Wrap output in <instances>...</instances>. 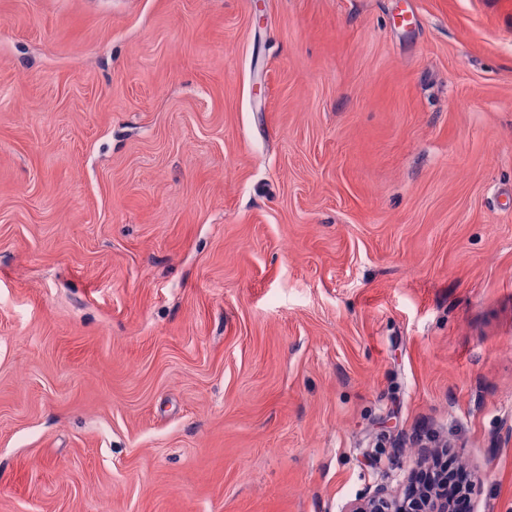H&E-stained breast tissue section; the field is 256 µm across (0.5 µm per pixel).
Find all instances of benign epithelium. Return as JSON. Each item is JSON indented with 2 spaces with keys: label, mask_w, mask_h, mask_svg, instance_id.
I'll list each match as a JSON object with an SVG mask.
<instances>
[{
  "label": "benign epithelium",
  "mask_w": 512,
  "mask_h": 512,
  "mask_svg": "<svg viewBox=\"0 0 512 512\" xmlns=\"http://www.w3.org/2000/svg\"><path fill=\"white\" fill-rule=\"evenodd\" d=\"M343 512H455L454 503L439 489L407 484L396 491L380 488L345 506Z\"/></svg>",
  "instance_id": "benign-epithelium-1"
}]
</instances>
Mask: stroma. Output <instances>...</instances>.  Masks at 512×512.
Returning a JSON list of instances; mask_svg holds the SVG:
<instances>
[{"label": "stroma", "instance_id": "35a3bbf8", "mask_svg": "<svg viewBox=\"0 0 512 512\" xmlns=\"http://www.w3.org/2000/svg\"><path fill=\"white\" fill-rule=\"evenodd\" d=\"M435 443L512 512V0H0V512H342Z\"/></svg>", "mask_w": 512, "mask_h": 512}]
</instances>
